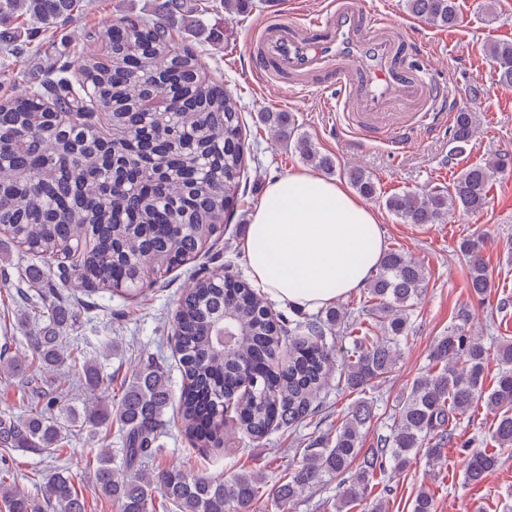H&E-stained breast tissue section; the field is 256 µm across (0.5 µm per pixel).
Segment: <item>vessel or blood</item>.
<instances>
[{"label":"vessel or blood","instance_id":"1","mask_svg":"<svg viewBox=\"0 0 512 512\" xmlns=\"http://www.w3.org/2000/svg\"><path fill=\"white\" fill-rule=\"evenodd\" d=\"M256 40L261 46L252 58L257 73H288L289 92L322 93L325 111L360 112L355 150L381 143L403 153L418 140V121L434 123L456 109L452 92L432 85L424 71L411 66L412 58L428 54L412 25L390 12L367 10L363 0H327L315 14L292 6L268 21ZM405 103L416 105L417 117L393 118L391 106Z\"/></svg>","mask_w":512,"mask_h":512}]
</instances>
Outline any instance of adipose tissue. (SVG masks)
I'll return each mask as SVG.
<instances>
[{
  "instance_id": "adipose-tissue-1",
  "label": "adipose tissue",
  "mask_w": 512,
  "mask_h": 512,
  "mask_svg": "<svg viewBox=\"0 0 512 512\" xmlns=\"http://www.w3.org/2000/svg\"><path fill=\"white\" fill-rule=\"evenodd\" d=\"M252 282L314 310L363 288L383 253L375 211L340 183L292 173L268 183L245 239Z\"/></svg>"
}]
</instances>
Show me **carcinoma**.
Returning a JSON list of instances; mask_svg holds the SVG:
<instances>
[{
	"mask_svg": "<svg viewBox=\"0 0 512 512\" xmlns=\"http://www.w3.org/2000/svg\"><path fill=\"white\" fill-rule=\"evenodd\" d=\"M82 0H0V16L22 14L44 29H56ZM408 11L429 24H457L455 0H406ZM107 61L97 58L53 59L50 78L33 84L22 97L0 100V230L42 259L73 254L71 269L85 283L116 292L137 286L143 263L178 266L196 255L214 227L237 211L247 144L237 100L224 84L207 76L192 45L175 44L165 21L118 17L103 32ZM487 52L500 82L512 85V41L489 43ZM96 91L91 101L83 83ZM153 101L143 132L151 151L139 140L114 146L98 129V116L111 126L136 124L139 106ZM263 121L286 140L296 132L288 112H265ZM473 133L472 115L458 112L452 141L461 153ZM304 159L321 171L335 170L306 138L297 139ZM507 160L496 158L465 169L445 190L419 196L412 192L385 197L386 209L405 224H440L449 213L479 211L490 182ZM361 196L380 198L376 182L358 169L341 171ZM471 293L484 296L492 281L481 239L461 243ZM30 312L52 326L27 337L33 360L58 368L77 360L81 350L63 342L58 328L67 324V309L47 302L48 279L34 271L18 275ZM423 266L405 253H383L366 290L373 300L372 324L364 334L346 313L329 306L300 320L267 316L263 294L226 274L224 280L196 278L178 313L177 353L184 372L179 413L184 434L195 446H224V402L233 403L236 421L253 440L273 430L294 431L319 412L334 368L328 338H352L336 381L344 389L366 392L395 369L397 351L407 339L414 300L424 289ZM226 318L241 334L236 348L224 352L216 342V325ZM433 370L416 378L393 418L390 433L376 446L361 447L363 429L373 418L371 402L351 407L336 434L326 433L307 448H297L288 480L273 501L293 512L306 493L336 484V512L368 500L371 484L391 466L406 469L420 450L438 458L455 444L452 423L477 403L497 415L492 439L499 450H512V342L496 349L500 372L485 387L490 353L457 327L438 337L430 350ZM82 385L103 386L99 368L82 367ZM26 413L0 412V448L54 456L65 430L52 415L56 401L45 392L22 388ZM173 402L169 375L147 364L121 390L118 399L99 400L87 409L91 426L119 428L121 465L112 449L99 452L94 478L99 492L116 500L120 512H254L264 496L262 471L239 470L225 477L192 474L180 467L140 476L160 449L165 415ZM499 464L498 454L469 451L465 481L478 484ZM0 468V504L5 512H86L84 498L58 471L50 478L48 498L40 503L5 481ZM160 503H155V499Z\"/></svg>",
	"mask_w": 512,
	"mask_h": 512,
	"instance_id": "carcinoma-1",
	"label": "carcinoma"
}]
</instances>
